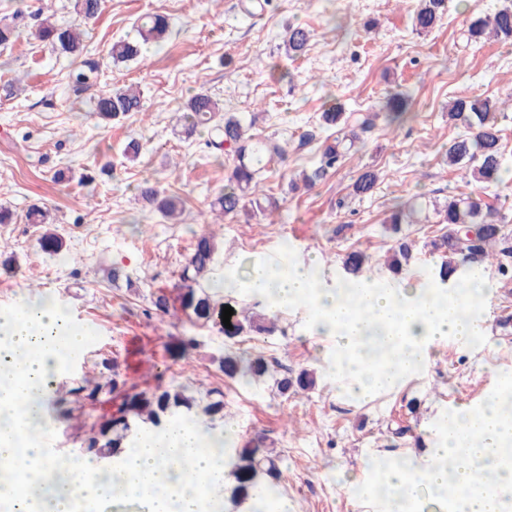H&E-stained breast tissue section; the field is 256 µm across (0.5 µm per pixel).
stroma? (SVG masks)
I'll return each instance as SVG.
<instances>
[{"label": "stroma", "mask_w": 512, "mask_h": 512, "mask_svg": "<svg viewBox=\"0 0 512 512\" xmlns=\"http://www.w3.org/2000/svg\"><path fill=\"white\" fill-rule=\"evenodd\" d=\"M244 0H102L101 11L81 21L72 0H53V20L81 25L85 56L99 60L100 83L74 93L69 58L52 53L31 33L42 23V0H0V18L27 31V38L0 47V206L13 214L0 224V313L12 311L20 293L50 295L84 332L82 350L67 351L59 380L44 396L51 420L40 439L48 456H83L95 466L112 460L88 451L93 424L113 411L112 394L95 402L76 400L71 390L118 376L129 391L181 385L198 405L213 389L224 401L216 430L233 427L234 448L253 442L270 449L281 470L280 499L288 512H384L375 486L384 458L421 459L432 448L436 421L454 406L475 405L493 390V379L512 373V278L483 264V287L491 298L482 317L486 332L472 343L451 339L436 347L424 371L401 390L356 400L322 352L331 339L311 335V308L300 303L277 314L273 333L246 330L224 336L219 326L200 324L172 301L169 313L151 300L172 290L197 237L214 236L212 276L243 278L251 260L280 268L309 264L341 279L352 251L371 259L366 276L388 278L383 260L393 244L383 220L396 204L418 199L425 219L403 225L413 242L407 286L431 277L441 262L430 242L440 227L428 223L432 205L470 193L460 171L448 167V145L459 130L448 121L449 100L490 96L505 100L499 116L505 158L512 165V43L484 40L464 45L469 13L492 11L503 0H449L441 25L417 31L418 0H272L247 16ZM169 16L164 49L113 62V42L137 37L134 23L145 13ZM302 25L313 38L304 56L289 59L281 46L289 26ZM15 82L12 95L4 84ZM137 85L142 113L102 122L91 113L100 91ZM206 90L224 107L254 117L252 134L287 142L288 158L272 163L265 191L278 209L271 218L245 214L210 221V205L224 188L228 163L214 161L206 132L180 139L176 118L192 94ZM409 96L407 118L379 122L365 146L306 190L289 180L311 170L319 142L301 134L316 126L326 99L346 110H364L389 95ZM138 140L136 159L123 154ZM367 169L379 175L372 195L356 197L351 185ZM152 179L180 197L183 213L171 222L138 198L137 185ZM48 210L47 224L26 220L30 205ZM57 233L60 254L41 246ZM124 277L112 281L109 268ZM194 349L183 350L184 337ZM277 356L271 377L244 383L225 377V354ZM310 373L315 384L278 393L274 381Z\"/></svg>", "instance_id": "obj_1"}]
</instances>
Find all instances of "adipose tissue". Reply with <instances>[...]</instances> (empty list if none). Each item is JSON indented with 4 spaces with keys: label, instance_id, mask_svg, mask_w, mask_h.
<instances>
[{
    "label": "adipose tissue",
    "instance_id": "adipose-tissue-1",
    "mask_svg": "<svg viewBox=\"0 0 512 512\" xmlns=\"http://www.w3.org/2000/svg\"><path fill=\"white\" fill-rule=\"evenodd\" d=\"M244 287L276 309L309 302L314 335L333 340L336 372L351 379L360 398L403 385L448 338L483 333L474 298L451 283L425 291L368 281L353 302L308 265L284 270L256 260ZM84 340L57 303L32 295L21 294L11 313L0 314V460L14 474L7 512H73L81 497L131 499L141 512H201L223 501V464L208 453L203 431L181 420L135 439L111 480L82 457L53 479L43 448L24 430L48 427L38 399L54 383L61 353ZM487 467L495 481H476ZM381 473L397 512H420L429 490L440 494L442 512H512V414L493 400L454 408L430 462L389 463Z\"/></svg>",
    "mask_w": 512,
    "mask_h": 512
}]
</instances>
